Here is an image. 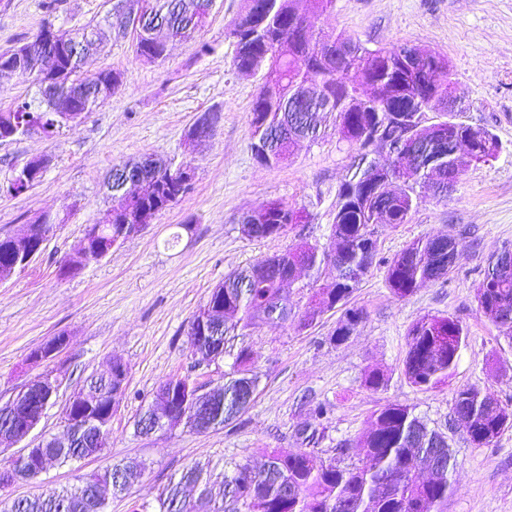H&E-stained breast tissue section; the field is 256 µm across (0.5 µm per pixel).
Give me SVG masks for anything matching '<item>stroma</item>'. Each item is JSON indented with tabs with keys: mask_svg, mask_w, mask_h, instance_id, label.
<instances>
[{
	"mask_svg": "<svg viewBox=\"0 0 512 512\" xmlns=\"http://www.w3.org/2000/svg\"><path fill=\"white\" fill-rule=\"evenodd\" d=\"M44 3L0 0V51L32 41L46 27L76 31L112 9V0H55L50 9ZM243 7L244 0H216L197 38L173 45L161 63L139 59L132 35L109 36L84 69L119 72L122 84L112 97L52 137L0 141L1 187L29 158L48 160L33 189L0 195V237L20 233L47 213L59 219L36 260L0 285V404L38 374L30 353L61 333L69 341L52 365L64 380L39 435L64 437L65 403L87 376L106 375L116 357L128 367L103 455L0 487V499L46 496L108 464L135 459L145 465L142 477L110 498L107 508L132 512L134 505L156 504L169 480L187 467L202 466L205 477L220 481L236 465L264 461L272 449L297 450L303 445L297 431L312 423L310 410L321 402L330 413L317 450L347 466L358 461V452L338 455L337 444L357 439L376 411L400 402L448 436L454 467L447 512H512V428L479 447L463 425L450 421L455 393L464 387L512 408V343L506 328L480 316L477 307L489 256L512 243V0H335L319 17L325 33L349 35L371 49L407 42L447 57L466 100L459 121L489 129L501 150L466 168L448 196L421 188L408 223L375 225L381 261L350 298L365 317L347 341L334 340L342 308L317 310L319 288L335 279L328 265L318 280L303 275L287 286L293 304L287 322L260 319L237 338L252 351L251 368L259 377L248 411L203 433L137 432L142 406L166 381L186 377L206 389L223 384L232 359L209 363L194 354L188 338L193 315L231 272L303 240L326 243L354 155L331 132L299 144L278 166L255 161L250 109L262 76L237 71L235 44L225 35ZM206 112L218 116L213 136L188 143L190 126ZM146 157L189 166L190 190L79 275L61 277L59 265L77 248L86 225L104 221L111 207L106 181L113 165ZM273 200L302 210L304 222L278 236L250 238L243 216ZM448 235L460 242L452 273L395 298L383 259L416 239ZM312 309L313 323L300 327ZM426 315L458 319L465 336L448 380L420 390L406 378L403 362L407 334ZM374 370L387 379L377 391L365 384Z\"/></svg>",
	"mask_w": 512,
	"mask_h": 512,
	"instance_id": "obj_1",
	"label": "stroma"
}]
</instances>
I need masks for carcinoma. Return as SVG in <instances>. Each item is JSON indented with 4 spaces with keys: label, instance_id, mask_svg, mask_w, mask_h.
<instances>
[{
    "label": "carcinoma",
    "instance_id": "carcinoma-1",
    "mask_svg": "<svg viewBox=\"0 0 512 512\" xmlns=\"http://www.w3.org/2000/svg\"><path fill=\"white\" fill-rule=\"evenodd\" d=\"M143 3L146 20L133 30L136 52L161 62L167 56L168 43L192 41L205 26L210 15L209 0H137ZM334 0H245L244 10L227 31L236 46L234 64L251 70L262 66L268 79L262 81L252 102L250 125L251 150L265 167H275L293 155L295 143L301 139L315 142L324 137L327 123H332L339 139L354 149L361 160L383 144H388V167L406 159L405 145L419 143L427 150L424 159L452 169L449 160L459 145L471 146L482 156L494 158L500 145L487 128L456 125L460 143L440 145L429 139L425 128L413 130L393 125V113L383 102L371 100L355 103L361 86L377 81L386 99L398 105L406 96L422 98L448 94L451 79L448 59L423 50L420 63L411 72L400 59L396 44L390 48L368 49L343 34L334 42L345 47L324 44L316 32L318 17L332 8ZM49 28H44L33 41L0 53V62L16 67L19 75L33 78L37 86V104L23 102L7 112H0V130L14 139L39 132L52 136L62 127V115L51 100L79 112H91L100 105L96 98L73 95V87L89 79L81 72L83 58L99 46L97 26L72 34L58 53L56 77L52 90H42V75L47 61L41 43ZM332 58L331 69L315 83L312 74L326 69L325 58ZM304 92L301 111H295L292 88ZM420 196L412 183L369 186L362 178V168L341 184L336 212L325 246L303 241L280 254L263 258L250 267L234 272L221 283L222 292L210 293L206 305L224 307V336L232 339L244 335L265 315L270 322H286L292 312L290 296L284 293L286 282L296 279L301 268L317 273L336 258V281L322 289L320 295H333L344 307L343 319L336 328V340H347L363 322L362 310L348 306L349 299L370 272L378 254L377 240L371 226L381 222L389 212L392 224L408 222L418 207ZM140 205L138 195L122 183L112 182V223L101 229L102 238L110 240L122 230L125 211ZM272 228L262 224L255 237L280 235L298 223V211L280 201L261 208ZM459 242L450 237L420 238L394 257L383 261L386 283L397 298L411 295L427 282L447 277L453 269V258ZM26 266L17 264L7 237L0 238V277L20 273ZM481 316L498 324L499 314H512V274H498L496 262L489 261L478 289ZM464 330L450 316L424 317L408 332L404 372L413 386L428 390L448 379L456 366ZM252 352L240 349L233 361L232 376L224 381V390L215 393L212 417L221 427L245 413L249 406L237 407L224 414V398L238 392H256L259 378L251 373ZM47 405L46 398L28 388L21 401L22 409L38 410ZM454 410H463L473 418L467 433L475 445L492 442L506 429L512 428V411L490 395L475 387L459 390ZM99 424L90 421L74 427L67 440L52 449L53 462L77 461L96 447ZM362 449L359 463L340 467L322 459L313 449L289 453L273 449L263 466L237 465L232 474L217 485L203 478L202 470H183L178 482L163 490L158 512H184L181 488L200 485L214 512H237L238 502L247 504L246 512H328L327 503L346 506V512H446L451 484L440 461L448 460L445 433L428 427L415 414L414 408L397 403L383 407L369 430L358 438ZM127 469L120 463L109 465L74 488L49 498L0 501V512H106L107 499L95 493L100 487H111L112 494H123L127 486L112 487L116 472Z\"/></svg>",
    "mask_w": 512,
    "mask_h": 512
}]
</instances>
